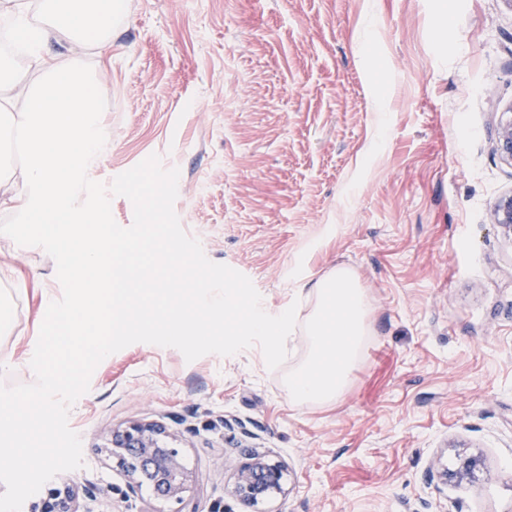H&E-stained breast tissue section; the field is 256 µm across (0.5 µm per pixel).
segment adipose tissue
Here are the masks:
<instances>
[{
  "mask_svg": "<svg viewBox=\"0 0 512 512\" xmlns=\"http://www.w3.org/2000/svg\"><path fill=\"white\" fill-rule=\"evenodd\" d=\"M20 16L14 30L42 80L30 84L25 70L0 58V140L23 137L21 167L0 159V208L20 211L41 229L39 242L63 262L76 294L69 306L46 303L44 345L28 361L40 381L47 413L68 371L86 352L103 356L112 344L113 284L123 260L149 252L143 234L119 236L102 215L76 210L72 198L101 151L95 92L73 61L43 54L47 43L64 39L108 55L113 0H40L37 26L23 20V0H0ZM316 304L303 320L308 343L305 362L288 378V397L298 406L340 398L368 332L369 308L353 272L345 267L316 280L309 289Z\"/></svg>",
  "mask_w": 512,
  "mask_h": 512,
  "instance_id": "1",
  "label": "adipose tissue"
}]
</instances>
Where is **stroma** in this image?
<instances>
[{"instance_id":"stroma-1","label":"stroma","mask_w":512,"mask_h":512,"mask_svg":"<svg viewBox=\"0 0 512 512\" xmlns=\"http://www.w3.org/2000/svg\"><path fill=\"white\" fill-rule=\"evenodd\" d=\"M112 57L73 55L102 105L89 173L110 183L150 155L178 168L175 212L206 257L246 275L274 315L350 268L368 336L339 400L293 404L303 333L269 369L259 346L186 362L135 343L106 357L71 407L81 512H176L102 452L113 426L153 420L187 443L200 512H248L230 493L243 449L287 467L270 512H512V237L489 209L512 191L496 150L512 102L503 0H118ZM377 19L367 40L368 11ZM0 208V295L15 327L0 383L30 384L44 296L73 282L47 249L12 238ZM473 477L441 482L459 456Z\"/></svg>"}]
</instances>
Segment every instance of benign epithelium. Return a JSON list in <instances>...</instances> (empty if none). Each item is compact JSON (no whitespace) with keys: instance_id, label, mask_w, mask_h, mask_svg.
<instances>
[{"instance_id":"7a95c632","label":"benign epithelium","mask_w":512,"mask_h":512,"mask_svg":"<svg viewBox=\"0 0 512 512\" xmlns=\"http://www.w3.org/2000/svg\"><path fill=\"white\" fill-rule=\"evenodd\" d=\"M497 150L512 163V104L501 113L497 128ZM491 223L512 236V192L500 196L490 209ZM176 437L155 421H130L112 428L111 446L105 449L117 469L127 478L125 501L139 497L142 484L168 500L184 502V493L194 476L183 462ZM235 472L232 495L243 506L255 508L285 493L286 470L270 455L251 450ZM31 512H79L74 482L63 476L51 484L34 503Z\"/></svg>"}]
</instances>
